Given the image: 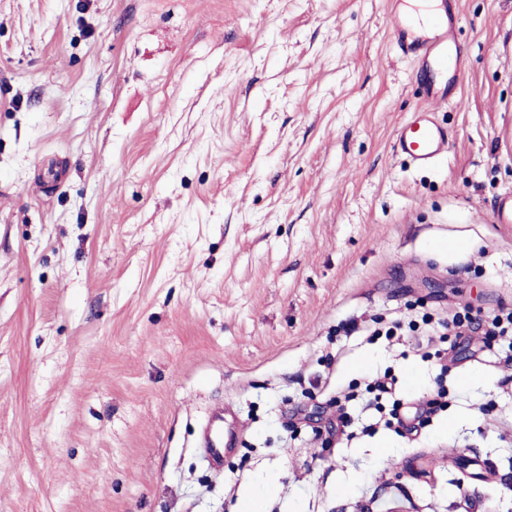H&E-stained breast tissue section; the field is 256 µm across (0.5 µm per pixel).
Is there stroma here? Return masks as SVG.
Masks as SVG:
<instances>
[{"instance_id": "35a3bbf8", "label": "stroma", "mask_w": 512, "mask_h": 512, "mask_svg": "<svg viewBox=\"0 0 512 512\" xmlns=\"http://www.w3.org/2000/svg\"><path fill=\"white\" fill-rule=\"evenodd\" d=\"M390 7L0 0V512H242L268 478L261 512H512L496 351L359 333L512 308V0H461L429 170L392 148L422 99ZM387 372L448 389L418 435L346 396ZM235 440V433L224 425V414L214 413L205 438L204 451L206 458L213 465L215 472H221L224 462V450L229 448Z\"/></svg>"}]
</instances>
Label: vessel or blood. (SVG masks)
<instances>
[{
  "label": "vessel or blood",
  "mask_w": 512,
  "mask_h": 512,
  "mask_svg": "<svg viewBox=\"0 0 512 512\" xmlns=\"http://www.w3.org/2000/svg\"><path fill=\"white\" fill-rule=\"evenodd\" d=\"M431 14L426 33L414 31L403 7L391 8L388 29L398 55L413 65V74L424 102L393 131V149L417 169L435 167L448 151V135L435 120L431 103H450L459 94L463 51L456 38L459 0H430ZM235 433L224 424L222 413H214L205 438V455L214 468H221L224 452Z\"/></svg>",
  "instance_id": "b4317fda"
}]
</instances>
